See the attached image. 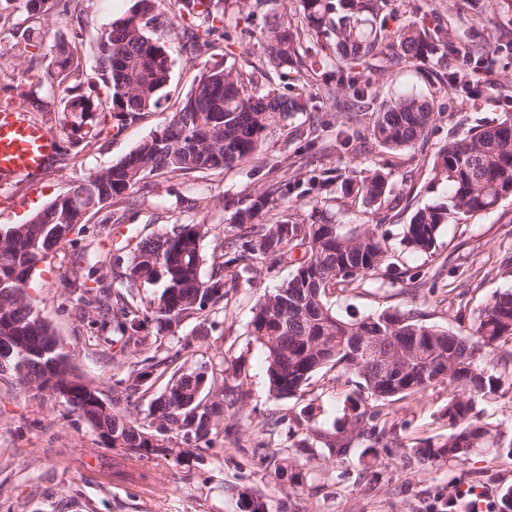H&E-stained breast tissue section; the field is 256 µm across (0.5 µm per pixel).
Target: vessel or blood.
<instances>
[{
    "mask_svg": "<svg viewBox=\"0 0 512 512\" xmlns=\"http://www.w3.org/2000/svg\"><path fill=\"white\" fill-rule=\"evenodd\" d=\"M57 139L23 111L0 113V179L37 175L57 151Z\"/></svg>",
    "mask_w": 512,
    "mask_h": 512,
    "instance_id": "1",
    "label": "vessel or blood"
}]
</instances>
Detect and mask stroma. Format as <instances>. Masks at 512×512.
Wrapping results in <instances>:
<instances>
[{
  "instance_id": "1",
  "label": "stroma",
  "mask_w": 512,
  "mask_h": 512,
  "mask_svg": "<svg viewBox=\"0 0 512 512\" xmlns=\"http://www.w3.org/2000/svg\"><path fill=\"white\" fill-rule=\"evenodd\" d=\"M135 0H83L78 20L30 18L24 0H0L9 15L0 29V69L22 81L24 66L14 56L15 32L31 30L45 58H52L61 35L81 26L85 44L104 28L130 15ZM450 7L453 36L482 41L495 62L481 95L449 91L427 66L404 62L391 71L371 74L370 89L379 99L415 92L432 100L438 117L427 141L387 153L369 134L370 115L341 112L337 103L351 91L336 80L335 60L323 56L316 42L303 45L304 61L315 68L292 71L287 80L276 73L255 75L261 89H287L301 95L308 108L288 125L273 126L254 159L222 172L159 175L137 186L146 209L121 224L101 223L89 216L82 231L70 234L39 262L28 290L36 311L50 323L78 373L97 388L108 404L137 417L146 429L155 424L149 414L154 393L168 378L159 376L151 391L134 389L131 373L167 358L173 368L205 373L204 397H246L226 409L221 434L209 444L193 446L170 435V452L138 458L101 443L95 429L65 399L36 384L20 381L13 370H0V512H242L243 495L266 502L269 512H462L460 487L485 489L490 501L512 486V456L505 450L483 448L467 463L429 465L411 457L410 447L427 437L443 438L448 423L442 416L453 391L439 385L425 394L392 404L389 419L397 428L400 447L380 450L378 459L363 461L359 449L345 458L330 457L317 441L332 433L355 392L338 371L322 370L299 396L278 399L269 392L264 353L249 336L247 324L258 298L294 272L292 264L253 278L227 282L222 303L204 319L182 322L144 346H121L111 330L100 327L96 303L87 301L84 280L87 259L102 254L105 265L100 287L117 285L136 240L165 230L151 224L159 212L185 224L210 228L203 242L212 254L224 237L230 214L264 190L269 169L284 154L304 160V174L346 169L361 181L375 172L389 173L392 204L373 212L336 194L332 211L345 227L382 225L389 237L391 267L366 280L362 287L330 293L328 301L341 317L382 311L420 312L425 321L460 336L471 335L482 309L493 296L512 287V196L493 209L443 228L431 253H414L401 245L403 226L413 212L447 193V185L431 186L430 163L438 147L464 138L487 124L512 119V0H489L483 16H475L468 0H390L399 22L419 19L432 4ZM173 60V77L161 109L144 113L120 133L102 134L96 145L78 158L64 155L68 141L62 112H36L33 121L52 132L61 149L42 174L0 184V228L25 221L75 180L105 168L159 130L196 84L201 62L189 61L178 41L166 39ZM329 120L318 139L300 134L306 115ZM350 136L349 147L336 151L338 132ZM197 198V209L184 211L181 197ZM425 273L428 284L417 287L406 272ZM502 378L497 397L477 400L481 419L512 437V342L493 354ZM279 419L270 427V419ZM303 466L306 479L292 490L277 478L278 466ZM149 480H141V473Z\"/></svg>"
}]
</instances>
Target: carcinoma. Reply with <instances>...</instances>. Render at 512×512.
I'll list each match as a JSON object with an SVG mask.
<instances>
[{
  "instance_id": "cac0c4a2",
  "label": "carcinoma",
  "mask_w": 512,
  "mask_h": 512,
  "mask_svg": "<svg viewBox=\"0 0 512 512\" xmlns=\"http://www.w3.org/2000/svg\"><path fill=\"white\" fill-rule=\"evenodd\" d=\"M70 2L26 0V10L35 19L62 16L69 13ZM275 2L175 0L180 17L175 26L160 11L161 0H136L130 16L97 36L93 78L84 73L79 33L56 44L52 71L46 72L38 66L40 46L25 31L15 46L26 62L29 89L16 90V96L28 112H49L60 105L70 125L68 143L77 156L103 133L84 130L88 121L96 118L105 126L111 120L119 132L143 113L161 107L172 61L164 42L151 35L159 27L168 28L189 59L196 60L231 42L226 28L232 17L240 37L258 47L259 59L251 68L261 73L272 70L281 79L288 78L289 69L303 65L301 38H321L323 48L336 59L337 82L352 89L347 105L351 111L369 99L366 69L385 73L403 60H436L446 66L460 54L484 55L481 44L455 41L448 32V18L435 9L417 21L400 24L393 13H385L388 0H298L301 22L295 25L275 12ZM259 14L264 22L257 27L253 22ZM438 79L470 96L482 91L476 79L449 69ZM304 111L305 104L286 93L254 90L251 75L233 65L207 68L159 131L109 167L72 183L27 222L13 226L15 233L0 239V322L11 325L12 335L22 345L9 363L27 362L35 376L49 367V358L29 357L55 344L56 337L34 312L26 289L45 251L58 246L75 225L85 223L92 213L101 215L104 224L120 222L122 216L108 210L112 200L150 176L224 171L247 162L272 125ZM433 116L426 99L402 94L381 102L371 136L392 151L411 148L425 139ZM431 172V184H448V199L417 209L404 225L403 242L418 253L436 248L443 226L490 210L499 199L512 195V119L448 142L438 151ZM334 181L367 208L379 210L389 202L391 186L381 174L358 183L337 169L333 175L313 179L312 188L321 191ZM289 193L288 179H274L248 205L236 209L218 245L233 252V257H213L208 277L202 275L201 248L207 225L175 221L170 229L142 238L121 275L124 291L114 293L115 309L104 302L103 318H112L123 344L146 343L147 317L140 311L151 312L160 330L198 319L224 301L226 266L238 265L240 274L254 273L260 266L271 271L292 249L302 248L304 256L291 277L256 302L248 330L265 352L269 391L277 397L304 391L326 367L356 377L359 397L350 413L336 435L321 436L330 456L344 458L364 438L370 444L361 455L378 458V447L386 448L397 439L396 429L381 422L384 408L445 382L455 390L444 412L448 436L419 440L411 447L413 457L438 465L465 462L479 448H505L512 455V439H503L498 429L482 421L473 401L476 396L491 398L501 387V377L489 370L488 357L500 343L512 341V290L498 293L482 310L471 336L428 324L419 312L384 311L342 319L328 303V293L340 283L359 288L390 265L386 234L380 224L342 232L325 200L314 203L308 222L260 223L271 207L288 202ZM155 285L161 286L160 294L147 306L139 305L136 292ZM366 336L379 342V355L374 358L358 353ZM418 348L429 351L423 361L416 356ZM188 388L186 374L177 369L151 400L150 414L156 416V437L161 440L154 446L143 438L146 429L130 415L114 409L112 417H102L93 395L79 385L60 378L51 390L68 393L66 402L85 420L118 432L127 452L148 457L169 452L165 438L169 432L205 443L219 434L224 400L207 402L191 393L179 399L177 392ZM276 476L291 489L304 481L302 468L293 464L279 467Z\"/></svg>"
}]
</instances>
